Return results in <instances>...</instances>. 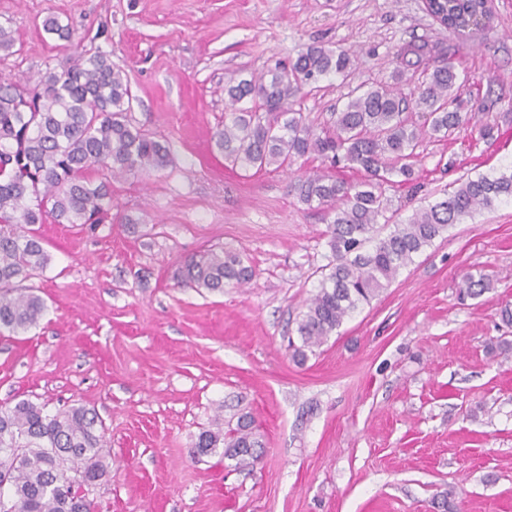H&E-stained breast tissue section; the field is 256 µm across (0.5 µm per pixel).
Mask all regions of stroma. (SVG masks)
<instances>
[{
    "instance_id": "obj_1",
    "label": "stroma",
    "mask_w": 512,
    "mask_h": 512,
    "mask_svg": "<svg viewBox=\"0 0 512 512\" xmlns=\"http://www.w3.org/2000/svg\"><path fill=\"white\" fill-rule=\"evenodd\" d=\"M486 26L461 37L423 0H0L13 53L0 77L34 83L62 55L109 54L135 95L134 125L168 141L166 168L112 182V210L145 226L39 224L50 260L26 281L46 311L25 333H0V406L96 411L110 450L93 512H512V201L453 225L360 306L305 361L288 345L328 264L329 219L291 186L320 167L301 158L258 173L211 151L229 79L295 59L309 44L353 51L347 81L305 89L320 125L357 85L389 83L411 40L452 57L468 83L463 111L491 98L512 111V0H491ZM55 16L71 42L44 31ZM512 165V122L496 139L468 129L425 140L415 185L388 196L400 218L460 176ZM240 255L247 283L177 287L184 258ZM499 278L459 300L463 274ZM249 415L263 446L236 467L191 449L217 419Z\"/></svg>"
}]
</instances>
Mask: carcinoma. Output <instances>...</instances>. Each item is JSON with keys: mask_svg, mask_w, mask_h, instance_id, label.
Here are the masks:
<instances>
[{"mask_svg": "<svg viewBox=\"0 0 512 512\" xmlns=\"http://www.w3.org/2000/svg\"><path fill=\"white\" fill-rule=\"evenodd\" d=\"M429 8L441 25L461 33L489 13L486 0H432ZM350 68L349 51L312 44L293 61L231 82L224 87L230 118L212 136L224 160L245 170L283 168L307 156L321 160L322 168L293 186L301 203L332 214L329 273L297 324L301 345L294 356L301 361L449 227L512 200V168L462 176L444 198L390 224L386 186L394 176L414 181L423 140L448 137L490 105L483 101L478 111L461 112L465 78L453 61L438 64L427 41L413 40L396 53L394 84L353 87L321 127L305 123L295 109L304 88L330 75L345 80ZM409 68L421 71L423 80L406 92L401 83ZM132 99L122 70L102 52L58 61L33 87L0 79V331L25 332L45 311L42 297L19 288L49 262L41 240L25 227L50 218L94 230L112 211V179L169 165V146L129 119ZM340 163L364 177L337 179L331 171ZM249 277L239 255L224 250L190 256L174 273L179 286L210 292ZM493 288L492 276L467 274L459 297L478 298ZM103 431L95 411L84 406L61 415L29 400L1 407L0 449L9 452L0 453V512H90L85 488L108 468ZM218 447L246 466L257 460L262 443L252 421L241 416L227 431L201 432L193 453Z\"/></svg>", "mask_w": 512, "mask_h": 512, "instance_id": "carcinoma-1", "label": "carcinoma"}]
</instances>
